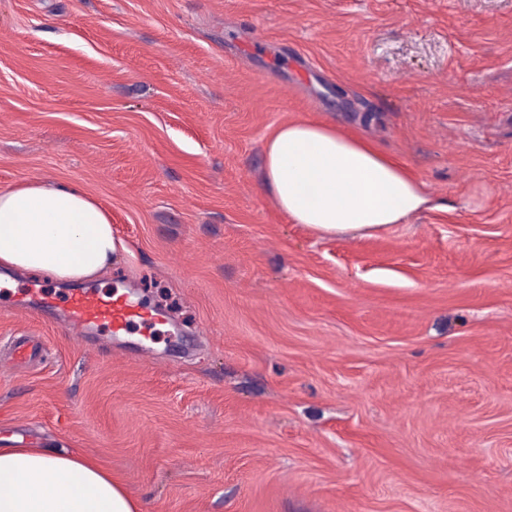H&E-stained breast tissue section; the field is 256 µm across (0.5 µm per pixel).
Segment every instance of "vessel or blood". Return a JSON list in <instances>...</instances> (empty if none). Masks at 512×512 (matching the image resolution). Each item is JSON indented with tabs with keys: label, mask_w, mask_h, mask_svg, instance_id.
I'll list each match as a JSON object with an SVG mask.
<instances>
[{
	"label": "vessel or blood",
	"mask_w": 512,
	"mask_h": 512,
	"mask_svg": "<svg viewBox=\"0 0 512 512\" xmlns=\"http://www.w3.org/2000/svg\"><path fill=\"white\" fill-rule=\"evenodd\" d=\"M14 304L22 309L61 311V325L74 336L98 327L117 336L138 327L148 333L156 326L151 312L127 295H106L89 288L74 289L62 297L41 288H29L16 296Z\"/></svg>",
	"instance_id": "b4317fda"
}]
</instances>
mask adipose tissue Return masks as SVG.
<instances>
[{"mask_svg":"<svg viewBox=\"0 0 512 512\" xmlns=\"http://www.w3.org/2000/svg\"><path fill=\"white\" fill-rule=\"evenodd\" d=\"M265 188L294 223L369 235L427 208L423 182L365 139L315 121L279 126L264 147ZM117 243L108 214L83 190L26 178L0 190V264L80 281L103 271ZM135 498L85 457L0 448V512H137Z\"/></svg>","mask_w":512,"mask_h":512,"instance_id":"ef3b65f1","label":"adipose tissue"}]
</instances>
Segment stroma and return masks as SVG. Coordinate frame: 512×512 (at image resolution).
Segmentation results:
<instances>
[{
    "mask_svg": "<svg viewBox=\"0 0 512 512\" xmlns=\"http://www.w3.org/2000/svg\"><path fill=\"white\" fill-rule=\"evenodd\" d=\"M298 120L431 208L293 223L263 153ZM28 177L111 216L84 287L165 322L77 341L10 308L69 283L9 271L0 448L78 452L139 512H512V0H0V189Z\"/></svg>",
    "mask_w": 512,
    "mask_h": 512,
    "instance_id": "stroma-1",
    "label": "stroma"
}]
</instances>
